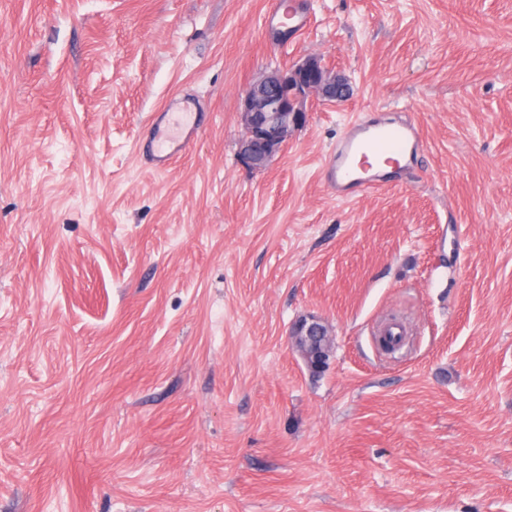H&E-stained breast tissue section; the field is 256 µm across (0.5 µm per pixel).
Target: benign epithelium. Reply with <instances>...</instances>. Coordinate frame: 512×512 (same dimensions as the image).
Wrapping results in <instances>:
<instances>
[{"label":"benign epithelium","instance_id":"obj_1","mask_svg":"<svg viewBox=\"0 0 512 512\" xmlns=\"http://www.w3.org/2000/svg\"><path fill=\"white\" fill-rule=\"evenodd\" d=\"M339 78L318 56H309L292 65L271 71L246 90L241 110L242 134L238 157L251 171L266 169L288 144L289 138L307 122L306 101L316 96L322 101L336 99ZM321 321L314 316L293 323L288 331L292 347L310 363V353L302 337L313 335Z\"/></svg>","mask_w":512,"mask_h":512}]
</instances>
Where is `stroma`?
<instances>
[{
    "label": "stroma",
    "instance_id": "35a3bbf8",
    "mask_svg": "<svg viewBox=\"0 0 512 512\" xmlns=\"http://www.w3.org/2000/svg\"><path fill=\"white\" fill-rule=\"evenodd\" d=\"M294 3L0 0V512H512V0ZM311 54L351 96L247 170L246 88ZM399 111L417 157L337 197ZM176 125V126H175ZM166 129L161 130L162 135L150 148L154 167L159 171H166L174 158L181 152L182 146L188 142L194 133V126H189L181 119H176ZM169 142L168 147H164ZM420 135L409 121L355 122L333 151V163L327 170L328 181L336 193L349 190L368 191L388 182L379 173H369L363 163L356 164L358 157L375 156L411 157L418 148ZM321 321L314 316L304 317L293 323L288 331L289 340L292 347L304 359L308 367L312 368L310 362L311 354L308 353L302 345V336H311L314 331L320 330Z\"/></svg>",
    "mask_w": 512,
    "mask_h": 512
}]
</instances>
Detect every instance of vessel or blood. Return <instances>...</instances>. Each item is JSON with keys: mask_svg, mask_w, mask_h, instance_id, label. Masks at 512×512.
Wrapping results in <instances>:
<instances>
[{"mask_svg": "<svg viewBox=\"0 0 512 512\" xmlns=\"http://www.w3.org/2000/svg\"><path fill=\"white\" fill-rule=\"evenodd\" d=\"M193 133V127L181 120L163 129L160 139L150 148L154 167L167 170ZM419 143V132L411 122L357 121L333 152V162L327 170L328 181L340 193L384 186L383 175L369 172L362 165V158L371 155L407 157Z\"/></svg>", "mask_w": 512, "mask_h": 512, "instance_id": "vessel-or-blood-1", "label": "vessel or blood"}]
</instances>
